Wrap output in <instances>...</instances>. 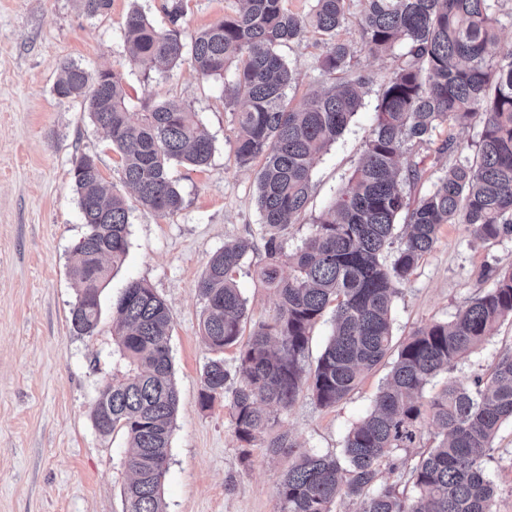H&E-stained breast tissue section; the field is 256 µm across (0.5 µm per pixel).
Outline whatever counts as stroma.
Masks as SVG:
<instances>
[{
  "label": "stroma",
  "mask_w": 512,
  "mask_h": 512,
  "mask_svg": "<svg viewBox=\"0 0 512 512\" xmlns=\"http://www.w3.org/2000/svg\"><path fill=\"white\" fill-rule=\"evenodd\" d=\"M166 2L112 0L108 16L90 18L75 0H0V512H126L127 438L99 433L92 407L103 385L126 366L112 336V304L131 281L152 288L172 313L169 346L179 406L162 485L166 512L280 510L276 483L288 454L270 452L262 439L243 445L227 396L200 404L203 367L213 353L202 341L205 304L195 285L211 256L224 243L251 242L235 277L248 322L271 314L276 296L258 277L266 254L256 170L239 167L234 157L237 131L224 98L234 68L205 79L187 58L164 71L126 56L128 12L140 9L164 27ZM184 3L186 37L238 7L237 0ZM362 8L363 0H348L342 37L356 72L368 79L363 104L315 159L307 210L284 236L289 251L301 245L353 174L375 124L378 97L405 51L399 45L370 53L357 33ZM324 52L313 35L282 48L297 77L288 90L292 105L327 85L320 67ZM69 62L122 73L130 112L175 98L206 125L214 139L208 165L171 170L183 197L178 212L159 216L143 209L121 183L120 158L86 104L54 94L60 67ZM480 130L474 123L434 135L422 151L425 172L417 194L432 190L452 161L439 145L451 136L473 154ZM83 154L96 157L101 174L129 207L127 254L101 294V321L90 336L77 335L70 323L77 297L73 254L87 231L72 178L73 161ZM510 266L512 236L480 243L466 225H443L395 300L394 344L420 326L452 320L491 287L487 269ZM510 349L511 318L468 358L453 363L447 376L466 381L487 373ZM390 368L387 362L378 366L332 408L301 393L280 413L277 432L301 450L341 455L346 433L371 409ZM483 469L496 490L494 512H512V421L502 424Z\"/></svg>",
  "instance_id": "stroma-1"
}]
</instances>
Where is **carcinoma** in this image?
Segmentation results:
<instances>
[{
  "instance_id": "1",
  "label": "carcinoma",
  "mask_w": 512,
  "mask_h": 512,
  "mask_svg": "<svg viewBox=\"0 0 512 512\" xmlns=\"http://www.w3.org/2000/svg\"><path fill=\"white\" fill-rule=\"evenodd\" d=\"M77 2L89 18L104 17L112 7V0ZM238 2L235 14L187 40L183 0L164 6V29L138 9L125 22L133 63L169 67L189 54L200 75L215 78L236 63L235 78L224 89L228 104L242 103L234 115L235 159L241 167L262 159L257 185L266 263L260 277L278 302L271 316L254 323L238 369L230 371L221 357L205 364L201 404L228 395L239 441L249 445L264 437L271 452L286 448L294 455L278 481L280 512H334L345 499L357 512H492L495 490L482 461L501 425L512 421V353L484 376L451 379L428 396L425 389L512 317V268L496 271L491 288L452 321L423 325L399 345L373 409L345 436L342 458L295 454L288 435L273 430L302 389L317 405L333 407L391 353L399 286L432 250L441 226L466 224L480 242L512 235V46L500 45V0H365L358 21L365 48L378 54L402 43L406 53L379 96L360 164L291 253L280 232L305 211L313 161L358 111L367 80L340 37L347 0H313L304 15L286 0ZM310 33L325 41L321 67L332 86L295 108L287 100L295 76L278 48ZM53 91L87 102L120 154L122 182L142 208L160 215L182 208L170 166L200 168L213 153V137L196 113L168 100L133 117L123 75L113 69L66 63ZM474 121L482 130L473 157L462 156L448 136L440 151L459 154L456 163L432 191L411 197L423 173L420 149L438 128ZM73 181L87 232L72 267L77 300L71 325L90 336L100 321L110 267L127 252L129 211L123 197L109 192L93 157L75 158ZM400 220V246L388 263ZM250 248L246 240L225 244L196 285L205 303L202 340L213 352L240 342L246 300L234 275ZM328 312L332 335L306 373L310 332ZM112 324L129 369L100 390L93 420L100 433L121 431L128 438L126 512H164L161 489L179 404L168 346L171 312L151 288L131 281L112 304ZM426 425L435 429V446L417 458L406 455ZM384 467L400 472L401 481H380Z\"/></svg>"
}]
</instances>
